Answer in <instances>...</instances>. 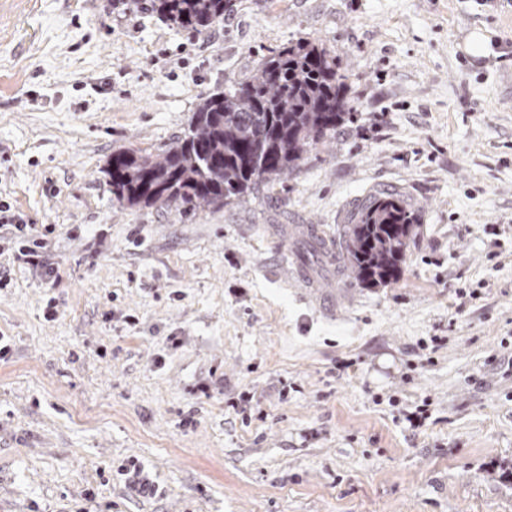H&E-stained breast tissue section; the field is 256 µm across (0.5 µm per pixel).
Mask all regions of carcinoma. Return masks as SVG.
Here are the masks:
<instances>
[{
	"instance_id": "cac0c4a2",
	"label": "carcinoma",
	"mask_w": 512,
	"mask_h": 512,
	"mask_svg": "<svg viewBox=\"0 0 512 512\" xmlns=\"http://www.w3.org/2000/svg\"><path fill=\"white\" fill-rule=\"evenodd\" d=\"M191 30L224 20L229 0H127ZM345 75L322 45L299 37L265 58L244 81L200 95L187 131L158 154L125 148L112 153V200L130 209L218 211L274 184L325 145L349 115ZM419 214L402 195L369 197L336 229V263L358 284L397 281Z\"/></svg>"
}]
</instances>
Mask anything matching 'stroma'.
<instances>
[{
	"instance_id": "obj_1",
	"label": "stroma",
	"mask_w": 512,
	"mask_h": 512,
	"mask_svg": "<svg viewBox=\"0 0 512 512\" xmlns=\"http://www.w3.org/2000/svg\"><path fill=\"white\" fill-rule=\"evenodd\" d=\"M301 36L346 76L325 147L219 211L113 202L112 151L160 153L200 94ZM509 71L512 0H231L198 31L0 0V200L59 270L0 241V512H512ZM382 190L421 227L399 279L364 287L305 228ZM292 254L347 289L335 315ZM131 458L160 498L110 477ZM297 269V268H296ZM298 283L303 287L306 293H308L319 307L326 306L331 313L336 311V303L341 298L342 293L338 288H316L313 282L307 279V275L303 269H297L296 271Z\"/></svg>"
}]
</instances>
